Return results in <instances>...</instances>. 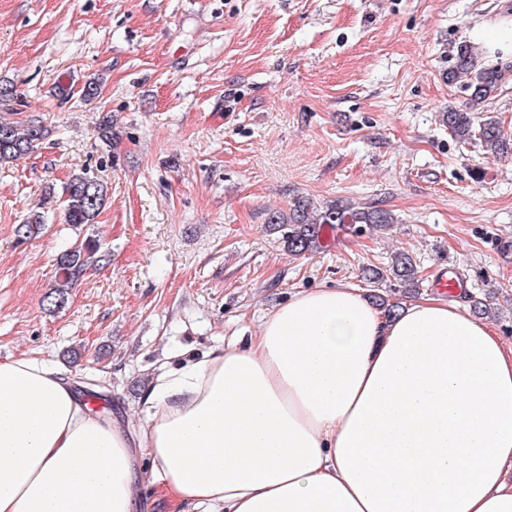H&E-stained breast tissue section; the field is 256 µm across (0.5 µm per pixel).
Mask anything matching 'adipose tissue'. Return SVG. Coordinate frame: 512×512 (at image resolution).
<instances>
[{"label":"adipose tissue","mask_w":512,"mask_h":512,"mask_svg":"<svg viewBox=\"0 0 512 512\" xmlns=\"http://www.w3.org/2000/svg\"><path fill=\"white\" fill-rule=\"evenodd\" d=\"M144 404L133 432L0 361V512H512V344L436 296L300 293Z\"/></svg>","instance_id":"1"}]
</instances>
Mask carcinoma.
I'll return each mask as SVG.
<instances>
[{"label": "carcinoma", "mask_w": 512, "mask_h": 512, "mask_svg": "<svg viewBox=\"0 0 512 512\" xmlns=\"http://www.w3.org/2000/svg\"><path fill=\"white\" fill-rule=\"evenodd\" d=\"M448 82H465L469 98L461 107H450L441 114V122L448 132L461 144L479 142L491 154L512 157V136L504 133L498 119L484 114V107L498 90L503 73L496 65H477L468 45H462L455 65L446 73ZM44 137L42 126L32 123L22 128L12 122L0 120V163L17 161L28 155L34 143ZM106 198V187L87 172L76 173L62 187L60 203L63 205L68 224L85 225L96 223ZM273 229H283V242L291 255H302L321 247L325 228L333 229L344 224H365L371 227H387L397 223L394 215L378 207H354L343 202H332L320 209L313 206L312 199L294 198L288 211H273L267 218ZM44 224V215L35 211L25 223L16 226V235L21 240L38 236ZM107 261L100 247L93 241L74 244L62 250L56 259V275L46 295L47 305L60 307L68 300L69 290L90 270ZM418 271L412 257L400 253L389 270L364 267L363 280L380 284L392 277L405 288V293L414 292L418 282Z\"/></svg>", "instance_id": "obj_1"}]
</instances>
